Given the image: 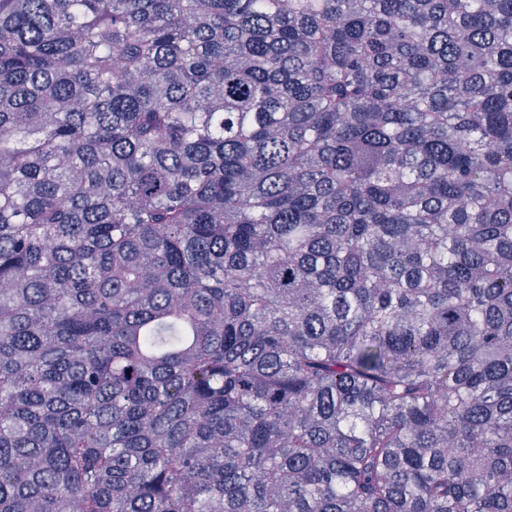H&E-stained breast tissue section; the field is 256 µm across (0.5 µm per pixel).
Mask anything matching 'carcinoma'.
Returning a JSON list of instances; mask_svg holds the SVG:
<instances>
[{"label": "carcinoma", "mask_w": 512, "mask_h": 512, "mask_svg": "<svg viewBox=\"0 0 512 512\" xmlns=\"http://www.w3.org/2000/svg\"><path fill=\"white\" fill-rule=\"evenodd\" d=\"M0 512H512V0H0Z\"/></svg>", "instance_id": "cac0c4a2"}]
</instances>
